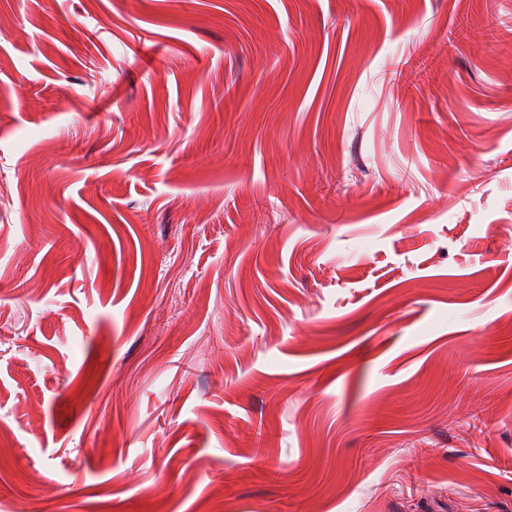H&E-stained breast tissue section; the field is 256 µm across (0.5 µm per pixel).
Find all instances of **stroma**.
Here are the masks:
<instances>
[{
  "mask_svg": "<svg viewBox=\"0 0 512 512\" xmlns=\"http://www.w3.org/2000/svg\"><path fill=\"white\" fill-rule=\"evenodd\" d=\"M27 506L512 512V0H0Z\"/></svg>",
  "mask_w": 512,
  "mask_h": 512,
  "instance_id": "35a3bbf8",
  "label": "stroma"
}]
</instances>
